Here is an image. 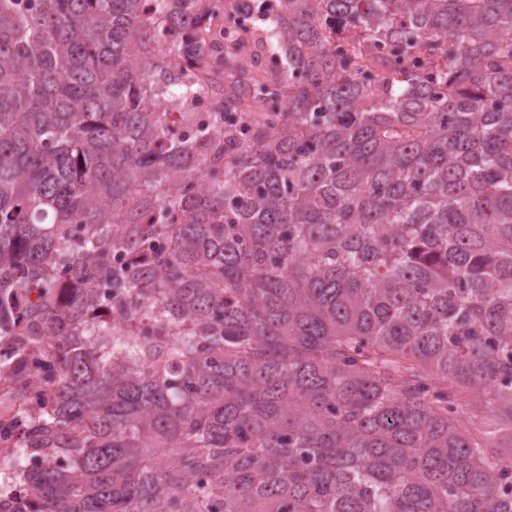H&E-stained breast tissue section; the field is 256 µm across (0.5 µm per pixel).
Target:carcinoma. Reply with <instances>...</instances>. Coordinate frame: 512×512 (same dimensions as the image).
<instances>
[{"label":"carcinoma","mask_w":512,"mask_h":512,"mask_svg":"<svg viewBox=\"0 0 512 512\" xmlns=\"http://www.w3.org/2000/svg\"><path fill=\"white\" fill-rule=\"evenodd\" d=\"M283 2L0 0L3 512H512V0Z\"/></svg>","instance_id":"carcinoma-1"}]
</instances>
